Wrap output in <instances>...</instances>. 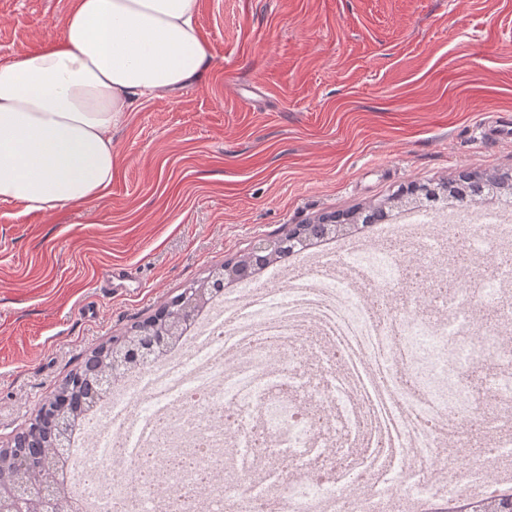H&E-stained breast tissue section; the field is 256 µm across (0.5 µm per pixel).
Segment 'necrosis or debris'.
Instances as JSON below:
<instances>
[{
	"label": "necrosis or debris",
	"mask_w": 512,
	"mask_h": 512,
	"mask_svg": "<svg viewBox=\"0 0 512 512\" xmlns=\"http://www.w3.org/2000/svg\"><path fill=\"white\" fill-rule=\"evenodd\" d=\"M468 234L472 254L512 248V214L493 206ZM409 237L379 225L340 258L304 272H273L225 291L182 340L146 369L125 375L73 434L95 480L78 492L85 512H416L443 487L496 485L499 458L446 464L458 427L494 431L512 447L503 413L477 405L466 384L470 339L487 357L512 362L502 344L512 325L481 322L507 283L436 295L433 314L410 296L388 315L384 292L408 269L437 258L442 236L425 239L418 214ZM132 453L115 459L114 442Z\"/></svg>",
	"instance_id": "1"
}]
</instances>
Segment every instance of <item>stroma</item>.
Instances as JSON below:
<instances>
[{"label":"stroma","mask_w":512,"mask_h":512,"mask_svg":"<svg viewBox=\"0 0 512 512\" xmlns=\"http://www.w3.org/2000/svg\"><path fill=\"white\" fill-rule=\"evenodd\" d=\"M75 0H0V61ZM211 57L115 130L102 198L0 203V443L84 357L244 251L399 186L512 169V0H199ZM125 268L128 287L104 288ZM480 136L490 142L512 140V118L485 113L479 124Z\"/></svg>","instance_id":"1"}]
</instances>
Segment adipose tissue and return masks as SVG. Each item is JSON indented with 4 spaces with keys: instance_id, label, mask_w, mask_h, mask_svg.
<instances>
[{
    "instance_id": "obj_1",
    "label": "adipose tissue",
    "mask_w": 512,
    "mask_h": 512,
    "mask_svg": "<svg viewBox=\"0 0 512 512\" xmlns=\"http://www.w3.org/2000/svg\"><path fill=\"white\" fill-rule=\"evenodd\" d=\"M198 0H76L63 36L0 62V202L53 211L112 184V132L209 67Z\"/></svg>"
}]
</instances>
